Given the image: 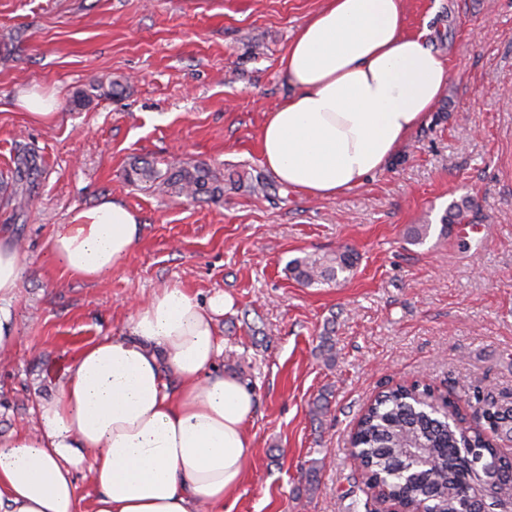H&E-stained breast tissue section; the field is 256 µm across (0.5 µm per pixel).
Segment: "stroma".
<instances>
[{"label": "stroma", "mask_w": 512, "mask_h": 512, "mask_svg": "<svg viewBox=\"0 0 512 512\" xmlns=\"http://www.w3.org/2000/svg\"><path fill=\"white\" fill-rule=\"evenodd\" d=\"M325 0H0V173L40 158L24 215L0 198V238L21 242L9 301L16 339L0 355V438L40 427L60 364L126 334L138 304L176 285L235 305L218 320V366L257 410L244 481L224 512H383L361 489L349 435L382 391L415 381L450 395L468 425L512 406V0H404L406 32L450 62L448 86L390 166L336 198L278 183L263 164L266 114L292 89L279 61ZM126 90L108 95L112 80ZM54 97L38 120L22 95ZM87 92L88 103L75 100ZM205 164L224 195L194 201L129 182ZM273 184L255 193L252 178ZM469 198L468 233L442 231ZM113 198L136 211L133 258L95 281L63 272L47 241L74 209ZM430 225L422 244L411 229ZM351 248L354 271L304 287L290 260ZM330 335L335 363L320 353ZM321 413H314L316 403Z\"/></svg>", "instance_id": "stroma-1"}]
</instances>
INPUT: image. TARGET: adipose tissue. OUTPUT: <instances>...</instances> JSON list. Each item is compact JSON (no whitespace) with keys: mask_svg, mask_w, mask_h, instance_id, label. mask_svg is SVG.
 Returning a JSON list of instances; mask_svg holds the SVG:
<instances>
[{"mask_svg":"<svg viewBox=\"0 0 512 512\" xmlns=\"http://www.w3.org/2000/svg\"><path fill=\"white\" fill-rule=\"evenodd\" d=\"M293 92L268 112L264 166L306 196L333 199L392 161L443 94L448 62L404 30L403 0H328L279 61ZM138 213L116 199L78 210L48 241L56 263L96 280L122 267L141 237ZM16 245L0 240V349L14 339L5 301L22 277ZM234 304L213 293L156 291L128 334L89 343L40 403L38 434L0 441V512H79L73 474L87 467L93 512H221L245 477L244 427L256 396L219 372L217 321Z\"/></svg>","mask_w":512,"mask_h":512,"instance_id":"obj_1","label":"adipose tissue"}]
</instances>
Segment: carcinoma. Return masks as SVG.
I'll list each match as a JSON object with an SVG mask.
<instances>
[{
	"instance_id": "cac0c4a2",
	"label": "carcinoma",
	"mask_w": 512,
	"mask_h": 512,
	"mask_svg": "<svg viewBox=\"0 0 512 512\" xmlns=\"http://www.w3.org/2000/svg\"><path fill=\"white\" fill-rule=\"evenodd\" d=\"M40 171L38 156L23 149L14 159L9 179L0 181V190L13 203L15 214H23L28 207ZM127 177L194 200L217 201L224 196V178L206 165L163 175L146 162H136ZM471 205L469 199L452 204L443 224L466 221ZM357 261L358 255L350 250L306 255L289 261L288 273L299 284L311 286L337 280ZM431 398L432 389L426 384L398 385L365 409L351 435V445L360 457L362 483L393 498L424 501L431 512H459L467 495L482 482V465L477 463L482 456L505 477L499 498L486 503L487 510H512V460L501 456L496 445L501 434H512V421H507L512 410L490 402L485 413L496 423L487 429L470 430L446 421L448 410L430 406ZM408 447L425 449L427 458L426 465L409 482L397 475L406 465L400 449Z\"/></svg>"
}]
</instances>
